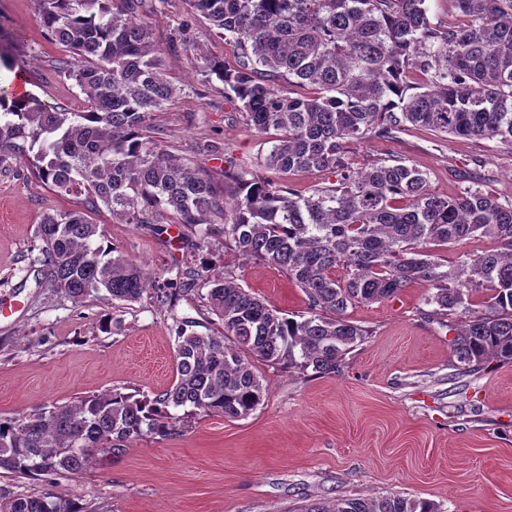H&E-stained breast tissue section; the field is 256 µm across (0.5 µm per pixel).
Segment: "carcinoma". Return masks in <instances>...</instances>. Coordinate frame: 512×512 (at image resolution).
Instances as JSON below:
<instances>
[{
    "mask_svg": "<svg viewBox=\"0 0 512 512\" xmlns=\"http://www.w3.org/2000/svg\"><path fill=\"white\" fill-rule=\"evenodd\" d=\"M428 0H187L237 49L234 64L197 55L205 81L243 122L273 134L263 168L283 176L327 172L336 182L307 195L262 173L224 172L234 203L213 175L183 162L150 136L153 113L176 94L162 52L140 16V0H36V21L69 56L59 69L85 95L80 112L52 110L34 94L0 93V166L14 160L60 195H85L122 224L168 214L195 228L200 267L186 272L224 333L175 330L176 380L152 399L112 390L33 413L0 416V469L26 476L75 474L101 451L135 437L177 433L181 418L249 416L267 390L257 364L332 374L367 330L347 318L357 304L429 285L432 314H469L451 340L458 362L512 361V203L480 189L441 196L427 174L401 160L365 171L346 144L386 137L402 123L438 134L500 138L512 145V0H448L454 22L436 26ZM421 77L410 84L412 75ZM310 86V96L279 84ZM224 246L273 266L306 296L287 317L229 278L208 275L215 234ZM35 257L46 287L74 302L101 294L136 302L148 290L140 266L102 242L81 211L46 212ZM490 238L454 268L439 248ZM343 270V275L336 274ZM493 292L486 309L470 292ZM173 409L184 410L179 418ZM0 512H83L61 498L0 500ZM307 512H441L430 501L390 493L341 498Z\"/></svg>",
    "mask_w": 512,
    "mask_h": 512,
    "instance_id": "cac0c4a2",
    "label": "carcinoma"
}]
</instances>
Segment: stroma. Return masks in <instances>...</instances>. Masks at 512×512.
Segmentation results:
<instances>
[{"mask_svg": "<svg viewBox=\"0 0 512 512\" xmlns=\"http://www.w3.org/2000/svg\"><path fill=\"white\" fill-rule=\"evenodd\" d=\"M35 0H0V33L12 41L0 89L23 75L47 106L82 111L84 97L55 67L62 48L35 20ZM152 41L164 49L178 94L158 112L155 137L177 157L220 175L259 169L270 145L246 126L220 82H205L183 52L233 62L235 49L185 0H144ZM400 158L428 176L432 192L478 188L512 201V146L498 139L437 134L410 125L388 138L350 142L354 169ZM80 195H60L23 164L0 169V415L116 389L152 397L176 379L175 329L198 322L218 331L217 317L185 279L201 256L193 228L161 220L122 224L106 209L92 213L103 241L175 283L172 301L144 294L136 302L97 297L74 303L40 286L33 264L42 213L86 210ZM212 273L291 315L306 296L281 271L239 256L213 238ZM418 282L396 297L348 309L368 330L338 372L317 375L260 366L267 396L243 419L199 416L178 434L145 436L118 455L101 453L77 474L26 477L0 470V497H60L84 512H303L341 497L397 492L436 503L442 512H512V363L486 360L459 375L450 341L462 314L436 316Z\"/></svg>", "mask_w": 512, "mask_h": 512, "instance_id": "35a3bbf8", "label": "stroma"}]
</instances>
